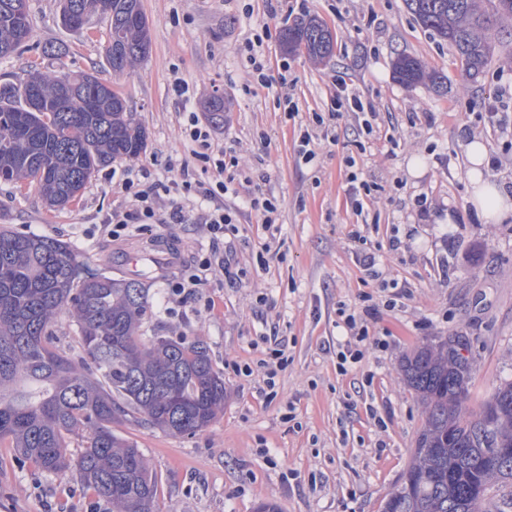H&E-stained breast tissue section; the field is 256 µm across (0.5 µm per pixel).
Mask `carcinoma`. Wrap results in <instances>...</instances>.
Segmentation results:
<instances>
[{
  "instance_id": "obj_1",
  "label": "carcinoma",
  "mask_w": 512,
  "mask_h": 512,
  "mask_svg": "<svg viewBox=\"0 0 512 512\" xmlns=\"http://www.w3.org/2000/svg\"><path fill=\"white\" fill-rule=\"evenodd\" d=\"M405 0L426 29L451 46L463 77L474 81L491 62L486 33L512 23V0ZM93 14L109 23L106 56L122 74L149 51V22L141 0H63L62 15ZM32 32L28 0H0V58L15 53ZM280 46L316 59L332 56L334 38L315 16L285 22ZM406 87L442 84L409 55L394 61ZM146 129L112 83L81 72L47 75L36 68L19 82L0 84V180L25 181L51 208L76 201L86 184L117 159L138 157ZM153 301L138 279L83 272L66 242L21 235L0 226V443L46 474L75 470L106 512H155L158 480L137 445L112 431L132 416L151 428L191 435L224 414V374L207 346L141 330ZM70 315L83 356L75 362L56 348V321ZM401 372L427 407L417 439L413 483L401 482L383 512H485L490 491L512 484L496 448H512V382L499 386L472 415L463 412L471 366L448 384V351L421 347ZM499 415L493 435L479 425L489 403ZM80 441L73 457L67 448Z\"/></svg>"
}]
</instances>
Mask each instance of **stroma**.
<instances>
[{
    "label": "stroma",
    "mask_w": 512,
    "mask_h": 512,
    "mask_svg": "<svg viewBox=\"0 0 512 512\" xmlns=\"http://www.w3.org/2000/svg\"><path fill=\"white\" fill-rule=\"evenodd\" d=\"M59 4L29 0L32 35L0 58V82L33 64L50 74L96 73L127 99L147 146L103 168L60 210L0 181V225L65 241L110 277L144 278L154 302L145 334L202 340L223 373L224 414L203 431L165 434L131 418L112 425L156 474V512H255L266 500L282 512H382L426 420L403 357L464 337L472 411L512 382V219L478 216L464 151L470 135L481 136L499 159L486 177L512 191V96L500 94L512 87V56L496 49L484 76L465 80L455 51L404 0H142L150 53L116 76L106 21L94 15L83 28L66 27ZM304 14L332 30L330 59L281 52L282 24ZM252 49L262 73L247 61ZM402 53L438 71L442 87L400 84L393 62ZM177 79L189 103L175 95ZM340 81L372 104V135L351 112L316 124ZM216 95L226 103L220 123L205 110ZM490 104L500 122L489 121ZM192 114L210 133V152L231 162V189L213 199V172L185 134ZM306 132L308 162L298 153ZM143 170L165 182L189 177L185 219L168 223L172 198L160 194L157 223L112 238L104 219L128 207L117 178ZM353 174L374 185L359 214L348 198ZM260 193L278 207L276 231L246 204ZM420 195L430 205L425 218L414 205ZM217 203L237 212L218 239L202 220ZM160 240L182 255L170 277L157 276L150 259V243ZM366 254L374 267L363 265ZM196 273L203 287L173 299V280ZM348 313L369 336L361 361L343 365ZM276 348L285 365L271 358ZM99 509L76 473L44 474L0 444V512Z\"/></svg>",
    "instance_id": "35a3bbf8"
}]
</instances>
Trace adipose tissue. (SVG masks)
Listing matches in <instances>:
<instances>
[{"mask_svg":"<svg viewBox=\"0 0 512 512\" xmlns=\"http://www.w3.org/2000/svg\"><path fill=\"white\" fill-rule=\"evenodd\" d=\"M465 151L469 160L470 202L474 209L488 220L507 218L512 214V193L504 185L485 177L484 172L490 165L486 145L475 137L466 143Z\"/></svg>","mask_w":512,"mask_h":512,"instance_id":"obj_1","label":"adipose tissue"}]
</instances>
